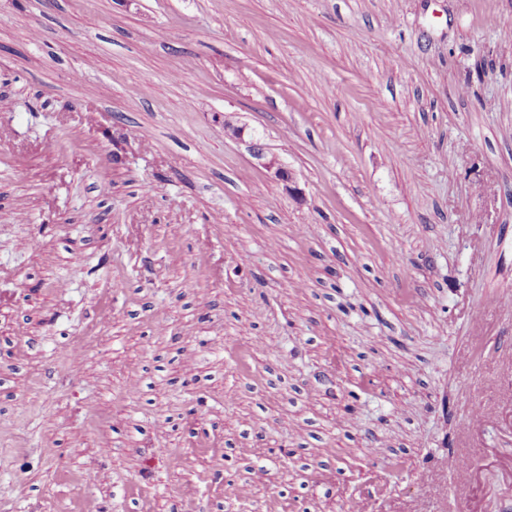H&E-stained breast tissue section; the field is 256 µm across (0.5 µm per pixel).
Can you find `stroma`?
I'll list each match as a JSON object with an SVG mask.
<instances>
[{
	"mask_svg": "<svg viewBox=\"0 0 512 512\" xmlns=\"http://www.w3.org/2000/svg\"><path fill=\"white\" fill-rule=\"evenodd\" d=\"M507 293L512 0H0V512H512Z\"/></svg>",
	"mask_w": 512,
	"mask_h": 512,
	"instance_id": "stroma-1",
	"label": "stroma"
}]
</instances>
